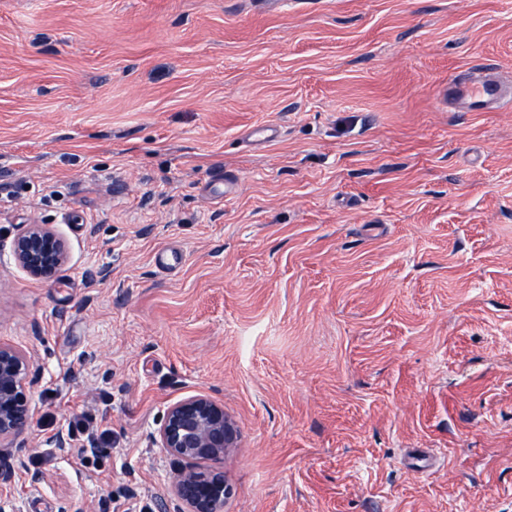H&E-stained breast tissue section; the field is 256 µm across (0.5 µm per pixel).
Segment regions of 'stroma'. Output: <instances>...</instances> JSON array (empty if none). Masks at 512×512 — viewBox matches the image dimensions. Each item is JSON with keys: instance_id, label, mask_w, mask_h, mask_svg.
I'll list each match as a JSON object with an SVG mask.
<instances>
[{"instance_id": "35a3bbf8", "label": "stroma", "mask_w": 512, "mask_h": 512, "mask_svg": "<svg viewBox=\"0 0 512 512\" xmlns=\"http://www.w3.org/2000/svg\"><path fill=\"white\" fill-rule=\"evenodd\" d=\"M479 66L512 82V0H0V341L34 412L0 505L180 512L155 436L206 394L223 512H512V107L438 97ZM32 222L49 280L11 258ZM15 264L37 279L52 278L66 263L68 250L63 238L45 224H27L12 242Z\"/></svg>"}]
</instances>
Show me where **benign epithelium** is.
<instances>
[{"instance_id":"7a95c632","label":"benign epithelium","mask_w":512,"mask_h":512,"mask_svg":"<svg viewBox=\"0 0 512 512\" xmlns=\"http://www.w3.org/2000/svg\"><path fill=\"white\" fill-rule=\"evenodd\" d=\"M15 264L37 279L52 278L66 263L63 238L45 224H28L12 242ZM31 362L13 345L0 342V439L19 438L30 429L33 411L27 388ZM158 443L179 461H218L235 447L236 429L224 405L206 395L170 404L162 417ZM174 493L186 512H222L227 487L224 469L179 468Z\"/></svg>"}]
</instances>
